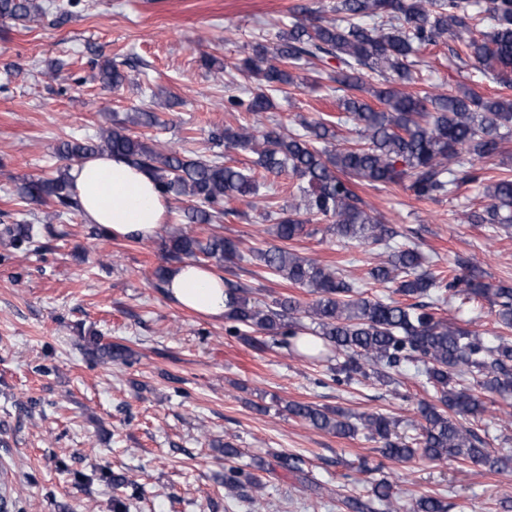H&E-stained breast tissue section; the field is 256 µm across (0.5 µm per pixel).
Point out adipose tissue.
<instances>
[{"instance_id": "adipose-tissue-1", "label": "adipose tissue", "mask_w": 512, "mask_h": 512, "mask_svg": "<svg viewBox=\"0 0 512 512\" xmlns=\"http://www.w3.org/2000/svg\"><path fill=\"white\" fill-rule=\"evenodd\" d=\"M70 174L84 220L112 237L149 240L165 224L168 201L142 169L102 155L75 164ZM165 288L180 306L212 319H223L227 310L224 280L209 267L178 264L170 269Z\"/></svg>"}]
</instances>
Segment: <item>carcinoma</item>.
I'll return each mask as SVG.
<instances>
[{"instance_id":"1","label":"carcinoma","mask_w":512,"mask_h":512,"mask_svg":"<svg viewBox=\"0 0 512 512\" xmlns=\"http://www.w3.org/2000/svg\"><path fill=\"white\" fill-rule=\"evenodd\" d=\"M334 18L321 15L296 21L277 33L270 44L258 43L236 64L255 82L248 99L229 95L231 108L259 115L274 109L273 94L284 86H299L306 77L301 65L336 68L328 78L336 83L340 113L303 123L305 133L280 126L259 129L242 125L210 133L218 152L210 158L191 157L174 149L159 150L131 127H151L158 116L148 110L112 119L83 141L58 148L61 158L79 161L108 154L146 170L159 191L189 205L182 217L190 224H212L237 211L228 204L240 197L258 196L257 182L245 170L222 160V150L256 155L253 164L267 172L296 180L300 202L286 208L275 197L261 196L264 217L275 221L273 235L280 244L255 250V258L273 274L316 295L309 304L292 297L260 303L244 288L229 285L228 333L252 348H280L303 358L336 357L331 380L348 385L358 377L382 383L406 365L421 369L432 400H420L422 423L412 437L395 431L396 422L379 413H352L314 403L291 401L285 411L308 426L342 437L360 431L381 444V460L360 462L358 471L369 486L367 497H346L348 512H377L389 505L393 485L384 460L431 463L470 461L493 471L512 466V458L489 448L470 426L487 411L486 397H512V283L481 281L467 265L445 272L424 268L415 246H396L399 232L365 209L355 191L359 185L402 186L419 200L449 196L459 183L476 181L477 163L502 152L512 134V96L481 97L469 91L412 92L414 57L449 37L456 56L465 55L478 67L512 87V0H336ZM43 12L38 0H0V19L32 20ZM382 78L369 86L365 71ZM103 83L119 87L126 75L106 61L100 65ZM347 127L362 142L359 148L336 144L337 129ZM70 166L53 176L27 180L17 188L25 202L52 200L70 211L79 208L73 197ZM486 205L464 211L469 224H512V173L484 187ZM332 218L326 232L344 242L380 245L386 257L367 272L375 283L393 286L388 297H368L354 288L337 268L301 257L286 243L316 230L314 221ZM32 224H7L0 237L20 248L38 242ZM163 260L183 262L202 255L222 265L242 260L237 245L219 236L203 239L172 234L161 241ZM447 298H483L495 308L500 329L497 343L487 345L478 332L435 315L436 303ZM310 320L312 329L301 324ZM311 331L321 344H306L300 336ZM102 358L126 362L131 351L121 345L96 348ZM279 466L300 476L305 461L298 455H277ZM267 464L256 458L247 466L224 469L230 491L264 487ZM413 512H448V501L423 494Z\"/></svg>"}]
</instances>
